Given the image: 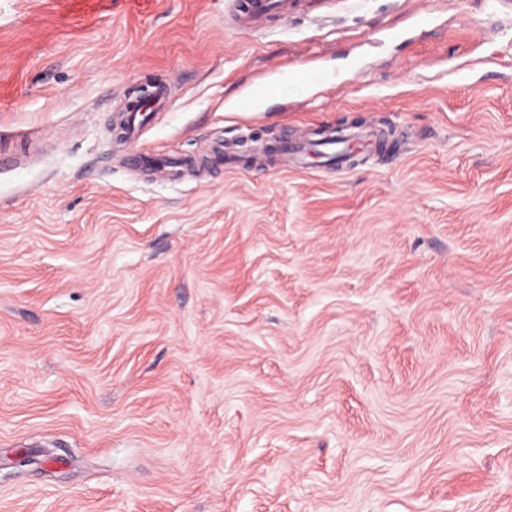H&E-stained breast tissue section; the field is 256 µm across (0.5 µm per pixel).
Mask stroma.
I'll return each instance as SVG.
<instances>
[{
  "mask_svg": "<svg viewBox=\"0 0 512 512\" xmlns=\"http://www.w3.org/2000/svg\"><path fill=\"white\" fill-rule=\"evenodd\" d=\"M226 3L0 0V512H512V0ZM300 0H233L232 12L235 28L251 29L263 19L276 16L288 19L301 12L305 4ZM160 88L153 89L136 99H129L124 108L123 138L127 141L137 139L142 135L145 123L153 112H160L165 107V99L161 96ZM347 141H336L335 135L329 133L316 142L293 145H288L287 142L282 145L281 150L288 158V162L302 164L309 155H314L321 158L323 163L342 166L350 148Z\"/></svg>",
  "mask_w": 512,
  "mask_h": 512,
  "instance_id": "35a3bbf8",
  "label": "stroma"
}]
</instances>
